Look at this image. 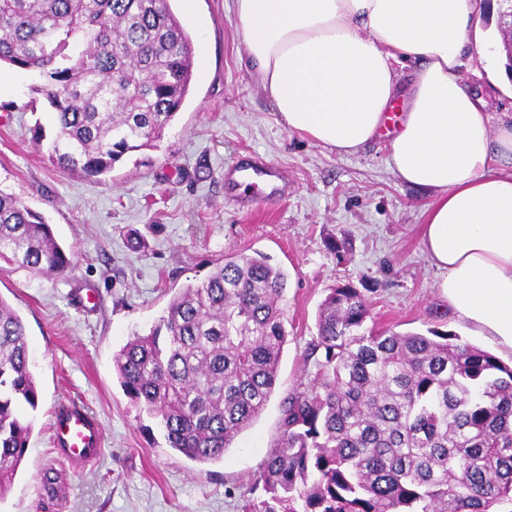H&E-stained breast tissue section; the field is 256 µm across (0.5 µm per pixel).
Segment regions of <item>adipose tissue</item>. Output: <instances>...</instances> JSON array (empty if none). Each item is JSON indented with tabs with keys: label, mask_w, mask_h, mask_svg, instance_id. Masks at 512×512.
I'll return each mask as SVG.
<instances>
[{
	"label": "adipose tissue",
	"mask_w": 512,
	"mask_h": 512,
	"mask_svg": "<svg viewBox=\"0 0 512 512\" xmlns=\"http://www.w3.org/2000/svg\"><path fill=\"white\" fill-rule=\"evenodd\" d=\"M234 2L289 132L350 155L407 104L388 165L431 198L421 240L436 286L460 320L512 354V122L491 130L459 76L478 0Z\"/></svg>",
	"instance_id": "adipose-tissue-1"
}]
</instances>
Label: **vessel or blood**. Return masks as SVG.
I'll use <instances>...</instances> for the list:
<instances>
[{"mask_svg": "<svg viewBox=\"0 0 512 512\" xmlns=\"http://www.w3.org/2000/svg\"><path fill=\"white\" fill-rule=\"evenodd\" d=\"M281 174L257 156L247 157L241 164L224 174L225 188L256 181L261 191L258 202L283 196L285 188L280 183ZM54 439L61 456L76 469L96 461L102 452V428L87 411L71 405L57 408L54 419Z\"/></svg>", "mask_w": 512, "mask_h": 512, "instance_id": "vessel-or-blood-1", "label": "vessel or blood"}]
</instances>
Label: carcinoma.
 Wrapping results in <instances>:
<instances>
[{
  "instance_id": "cac0c4a2",
  "label": "carcinoma",
  "mask_w": 512,
  "mask_h": 512,
  "mask_svg": "<svg viewBox=\"0 0 512 512\" xmlns=\"http://www.w3.org/2000/svg\"><path fill=\"white\" fill-rule=\"evenodd\" d=\"M0 62L33 78L54 116L50 161L98 177L154 148L192 78V43L168 0H0ZM0 260L69 268L52 226L0 188ZM287 276L266 255L224 258L113 357L121 387L169 447L201 463L224 451L274 392L288 332ZM349 285L321 304L313 380L282 401L246 512H493L512 503V368L448 334L362 332ZM20 317L0 299V495L39 406Z\"/></svg>"
}]
</instances>
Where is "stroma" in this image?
I'll use <instances>...</instances> for the list:
<instances>
[{
  "instance_id": "stroma-1",
  "label": "stroma",
  "mask_w": 512,
  "mask_h": 512,
  "mask_svg": "<svg viewBox=\"0 0 512 512\" xmlns=\"http://www.w3.org/2000/svg\"><path fill=\"white\" fill-rule=\"evenodd\" d=\"M192 41L188 95L156 147L129 153L100 178L65 173L32 141L52 116L31 111L27 74L0 92V188L51 224L72 253L63 273L37 276L0 262V299L24 323L41 393L29 446L0 512H244L260 465L280 434L282 398L310 382L309 353L321 304L351 285L369 306L366 328L436 330L487 351L494 344L461 323L438 292L424 254L426 194L388 166L389 139L339 155L288 132L259 87L233 0H169ZM461 76L491 127L512 119V87L477 62ZM256 154L288 177L285 197L248 209L254 187L224 195V172ZM260 251L288 275L289 333L275 390L260 416L224 453L198 463L168 448L121 387L114 354L148 333L170 299L205 279L230 253ZM93 293L83 309L78 298ZM86 407L103 430L100 459L71 471L51 443L53 412ZM66 493L46 497V478Z\"/></svg>"
}]
</instances>
